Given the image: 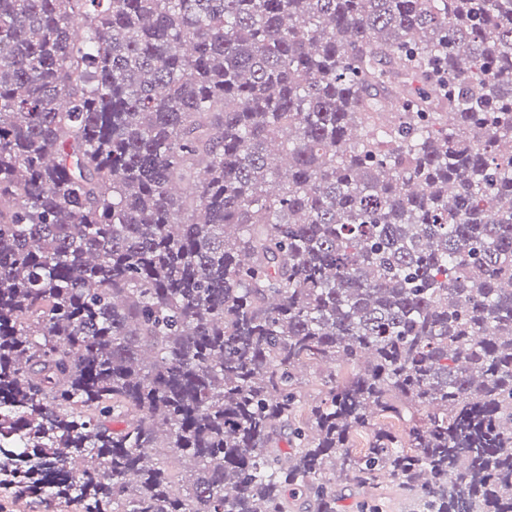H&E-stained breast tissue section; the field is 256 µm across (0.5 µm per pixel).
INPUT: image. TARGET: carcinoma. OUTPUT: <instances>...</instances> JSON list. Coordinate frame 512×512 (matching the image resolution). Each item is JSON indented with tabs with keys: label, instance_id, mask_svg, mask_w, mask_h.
Instances as JSON below:
<instances>
[{
	"label": "carcinoma",
	"instance_id": "cac0c4a2",
	"mask_svg": "<svg viewBox=\"0 0 512 512\" xmlns=\"http://www.w3.org/2000/svg\"><path fill=\"white\" fill-rule=\"evenodd\" d=\"M376 414L412 425L352 456ZM338 475L512 512V0H0V487Z\"/></svg>",
	"mask_w": 512,
	"mask_h": 512
}]
</instances>
